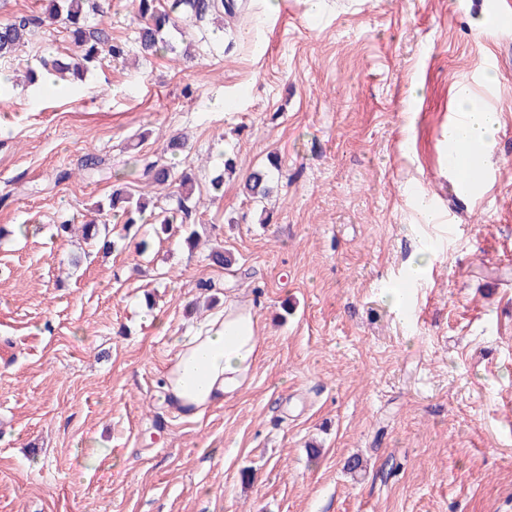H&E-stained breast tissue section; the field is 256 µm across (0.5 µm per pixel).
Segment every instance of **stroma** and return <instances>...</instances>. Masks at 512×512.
<instances>
[{"instance_id": "1", "label": "stroma", "mask_w": 512, "mask_h": 512, "mask_svg": "<svg viewBox=\"0 0 512 512\" xmlns=\"http://www.w3.org/2000/svg\"><path fill=\"white\" fill-rule=\"evenodd\" d=\"M280 2L187 28L182 67L142 59L132 0H105L88 23L123 56L35 96L26 69L75 47L48 0H0V21L39 20L0 59L19 78L0 98V512H512V29L478 0ZM461 84L500 114L481 199L444 166ZM181 134L197 248L118 217L108 254L56 235L113 182L152 193L142 165ZM89 152L104 176L84 175ZM271 156L260 207L242 181ZM417 194L454 224L419 223ZM228 302L256 311L263 357L180 417L160 388L174 341Z\"/></svg>"}]
</instances>
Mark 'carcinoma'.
Masks as SVG:
<instances>
[{
  "label": "carcinoma",
  "mask_w": 512,
  "mask_h": 512,
  "mask_svg": "<svg viewBox=\"0 0 512 512\" xmlns=\"http://www.w3.org/2000/svg\"><path fill=\"white\" fill-rule=\"evenodd\" d=\"M136 12L142 21L138 43L139 52L145 56H156L168 49L175 51V47L164 41L165 30L176 26V19L165 10L161 11L156 6V0H134ZM92 4L95 9L100 5L91 3V0H50L48 17L59 19L67 24L77 48V61L72 62L65 57L46 60L43 66L53 70L59 75H65L73 70H88L95 66L101 54L105 51L119 56L121 47L112 44V38L104 28H90L86 25L85 6ZM174 8L183 9V15L196 23L209 20L216 14L231 15L244 10V5L234 0H175ZM31 21L25 16L0 22V58L11 54L21 43L30 36ZM279 168V161L271 159L270 166L251 171L245 180L243 189L246 195L256 204L262 203L273 192L272 170ZM142 177L151 185L162 190L172 191L176 197V208L170 212L159 208L155 213V224L164 233L170 231L174 219H180L185 224L191 219L200 199L196 198L194 177L191 170L176 169L168 163L157 161L149 162L142 168ZM149 202L133 193L128 187L113 189L109 209L121 214L125 218V224H139L142 221ZM85 238L100 241L103 249L111 248L109 236L110 224H85L82 227Z\"/></svg>",
  "instance_id": "1"
}]
</instances>
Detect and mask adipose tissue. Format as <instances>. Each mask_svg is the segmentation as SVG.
<instances>
[{"instance_id":"obj_1","label":"adipose tissue","mask_w":512,"mask_h":512,"mask_svg":"<svg viewBox=\"0 0 512 512\" xmlns=\"http://www.w3.org/2000/svg\"><path fill=\"white\" fill-rule=\"evenodd\" d=\"M459 120L444 130L453 142L465 129L475 164H482L495 142L500 120L467 87L455 98ZM261 354L260 323L252 309L225 305L176 339L161 380L167 407L187 419L201 418L214 405L239 391L250 379Z\"/></svg>"}]
</instances>
